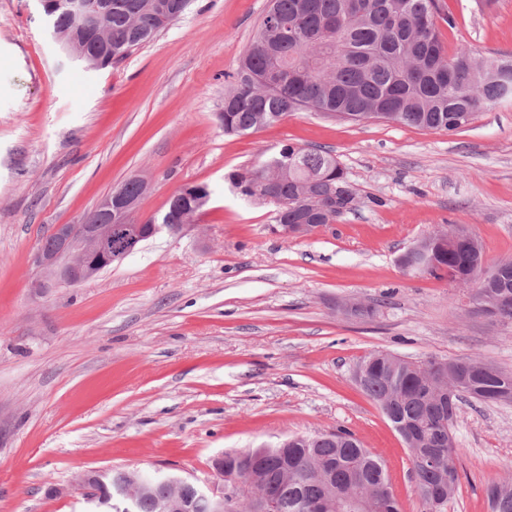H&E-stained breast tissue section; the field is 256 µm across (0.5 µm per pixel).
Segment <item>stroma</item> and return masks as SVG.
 <instances>
[{"instance_id": "obj_1", "label": "stroma", "mask_w": 512, "mask_h": 512, "mask_svg": "<svg viewBox=\"0 0 512 512\" xmlns=\"http://www.w3.org/2000/svg\"><path fill=\"white\" fill-rule=\"evenodd\" d=\"M440 2L448 51L512 56V0ZM269 7L191 0L125 59L91 69L64 59L37 0H0V512H85L73 490L84 473L210 480L221 453L336 429L384 462L401 512H425L411 453L356 365L383 351L512 373V322L396 262L457 227L489 263L512 259V100L454 133L302 111L227 135L224 95ZM288 143L333 151L354 212L290 237L274 204L233 191L230 174ZM132 177L147 183L139 220L186 185L210 200L94 280L33 293L41 239ZM350 303L373 313L344 314ZM451 432L459 483L443 512H487V483L512 482V404L462 403Z\"/></svg>"}]
</instances>
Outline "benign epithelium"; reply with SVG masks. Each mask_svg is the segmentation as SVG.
<instances>
[{
    "mask_svg": "<svg viewBox=\"0 0 512 512\" xmlns=\"http://www.w3.org/2000/svg\"><path fill=\"white\" fill-rule=\"evenodd\" d=\"M67 12L90 28L99 23L109 8L103 0H64ZM137 199L125 194L123 187L113 189L98 208L81 224H56L52 245L38 247L32 263L42 277L31 288L45 294L54 287L73 286L97 277L105 268L119 263L138 249L140 243L157 233L158 227L135 218ZM236 456L221 455L214 461L217 480L200 483L175 474L165 478L180 489L192 491L209 500L212 512H224V463ZM138 474L133 470L111 468L91 471L78 479V490L84 503L93 508L101 495V487H110L112 500L121 512H133Z\"/></svg>",
    "mask_w": 512,
    "mask_h": 512,
    "instance_id": "benign-epithelium-1",
    "label": "benign epithelium"
}]
</instances>
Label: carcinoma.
I'll list each match as a JSON object with an SVG mask.
<instances>
[{"instance_id":"1","label":"carcinoma","mask_w":512,"mask_h":512,"mask_svg":"<svg viewBox=\"0 0 512 512\" xmlns=\"http://www.w3.org/2000/svg\"><path fill=\"white\" fill-rule=\"evenodd\" d=\"M175 12L180 0H112V18L103 37L84 31L64 9L53 20L65 41L83 52L98 40L112 47L114 61L154 32L160 6ZM269 11L288 23V34L262 21L224 95V132L252 134L290 112L340 113L360 122L384 119L406 126L455 132L481 110L512 99V62L480 60L464 47L448 54L437 26L439 0H271ZM239 195L276 204L278 224H326L354 207L355 193L329 151L285 144L264 165L230 177ZM210 191L187 185L169 202L159 224L182 211L201 212ZM430 255L434 278L471 290L473 311L512 321V260L485 266L484 249L474 234L453 248L429 233L417 241ZM455 363L468 385L459 398L495 403L512 391V373L469 359ZM436 360L420 364L375 352L358 367L362 392L377 404L395 430H408L417 448L447 446L435 466L412 456L418 488L447 484L452 496L459 482L455 446L448 445L444 422L448 405L437 399ZM240 471L275 497L274 512H308L306 505L336 497V489L355 488L371 512H401L381 459L350 432L336 430L295 435L274 446L247 449ZM137 512H159L177 495L161 477L140 475ZM489 512H512V485L486 488ZM247 490L224 502V512H257Z\"/></svg>"}]
</instances>
